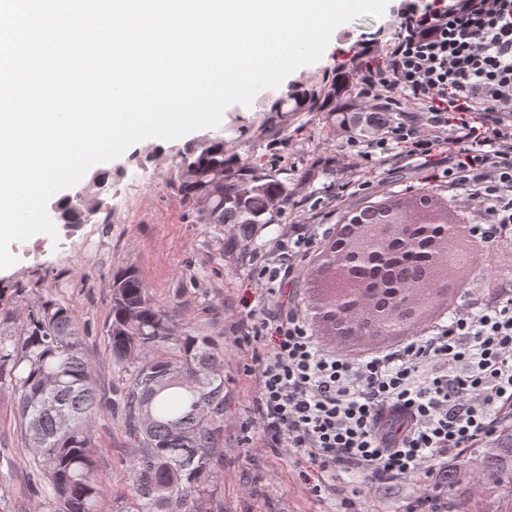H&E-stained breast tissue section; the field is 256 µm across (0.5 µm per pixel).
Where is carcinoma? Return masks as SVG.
<instances>
[{"mask_svg": "<svg viewBox=\"0 0 512 512\" xmlns=\"http://www.w3.org/2000/svg\"><path fill=\"white\" fill-rule=\"evenodd\" d=\"M352 80L343 74L318 89L285 94L268 111L326 108L332 125L364 139L391 114L351 111L343 99ZM280 175L279 169L225 154L224 140L216 138L183 153L177 189L194 222L227 227V246L242 247L243 258L244 247L288 204V178ZM332 175L330 167L305 168L294 180L311 184ZM67 201L64 220L88 212L85 201ZM108 344L113 364L126 373L115 388V404L134 448L127 479L136 503L115 512H223L217 467L224 458V359L214 342L172 335L165 310L127 269L112 280ZM3 385L17 395L22 440L37 480L48 487L44 512H99L107 478L91 424L103 403L69 308L44 301L30 311L18 340L0 339ZM472 474L494 488L512 476V424L502 428L493 452L451 472L448 487Z\"/></svg>", "mask_w": 512, "mask_h": 512, "instance_id": "cac0c4a2", "label": "carcinoma"}]
</instances>
